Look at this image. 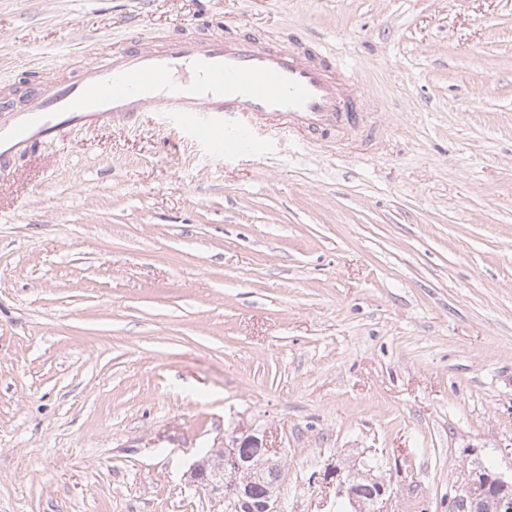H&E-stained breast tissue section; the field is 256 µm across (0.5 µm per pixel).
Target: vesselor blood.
<instances>
[{"label": "vessel or blood", "mask_w": 512, "mask_h": 512, "mask_svg": "<svg viewBox=\"0 0 512 512\" xmlns=\"http://www.w3.org/2000/svg\"><path fill=\"white\" fill-rule=\"evenodd\" d=\"M365 103L335 56L315 47H272L247 29L230 36L193 22L152 44L132 32L76 77H44L23 107L0 102V177L66 131L128 125L147 112L228 158L255 151L268 125L339 145L370 141L377 125Z\"/></svg>", "instance_id": "1"}]
</instances>
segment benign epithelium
Listing matches in <instances>:
<instances>
[{
  "label": "benign epithelium",
  "mask_w": 512,
  "mask_h": 512,
  "mask_svg": "<svg viewBox=\"0 0 512 512\" xmlns=\"http://www.w3.org/2000/svg\"><path fill=\"white\" fill-rule=\"evenodd\" d=\"M360 472L365 484L353 480V470L337 463L328 464L317 474L325 489H332L335 501L324 499L322 506L337 505L342 500L350 512H393L390 483L373 475L374 467L362 462ZM281 470V458L268 436L241 433L224 440V446L212 449L203 460L193 465L191 480L196 485L208 483V477L224 480V504L227 512H287L281 490L258 497L254 488ZM496 512H512V475L484 467L465 475L448 494V512H482L486 503Z\"/></svg>",
  "instance_id": "7a95c632"
}]
</instances>
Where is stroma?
Listing matches in <instances>:
<instances>
[{
	"label": "stroma",
	"instance_id": "1",
	"mask_svg": "<svg viewBox=\"0 0 512 512\" xmlns=\"http://www.w3.org/2000/svg\"><path fill=\"white\" fill-rule=\"evenodd\" d=\"M199 0H0V98ZM347 65L371 147L211 154L146 113L0 180V512H224L189 471L237 429L312 474L377 451L394 512L512 472V0H209Z\"/></svg>",
	"mask_w": 512,
	"mask_h": 512
}]
</instances>
